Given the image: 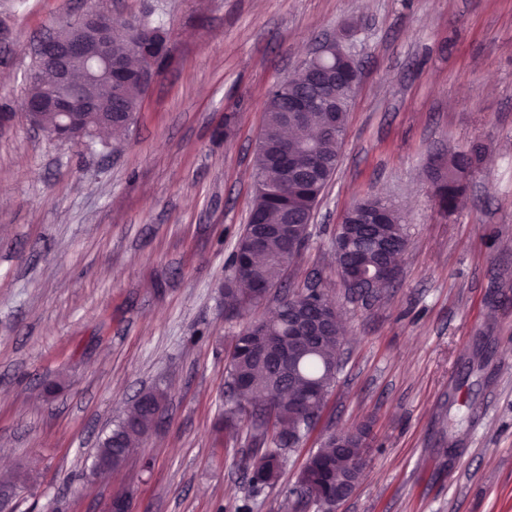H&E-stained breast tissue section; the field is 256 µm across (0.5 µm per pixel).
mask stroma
<instances>
[{
    "mask_svg": "<svg viewBox=\"0 0 512 512\" xmlns=\"http://www.w3.org/2000/svg\"><path fill=\"white\" fill-rule=\"evenodd\" d=\"M96 0H0V475L12 512H294L329 432L370 426L368 465L335 512H512V0H106L170 28L173 59L108 146L50 142L21 109L34 47ZM358 25L361 80L339 163L285 284L321 278L342 318L317 426L253 492L248 425L217 429L242 318L229 257L254 197L268 91L315 39ZM486 148L465 201L433 204L427 161ZM368 193L405 213L392 287L350 299L336 227ZM64 380L62 391L48 384ZM169 404L117 472L89 466L142 389Z\"/></svg>",
    "mask_w": 512,
    "mask_h": 512,
    "instance_id": "1",
    "label": "stroma"
}]
</instances>
